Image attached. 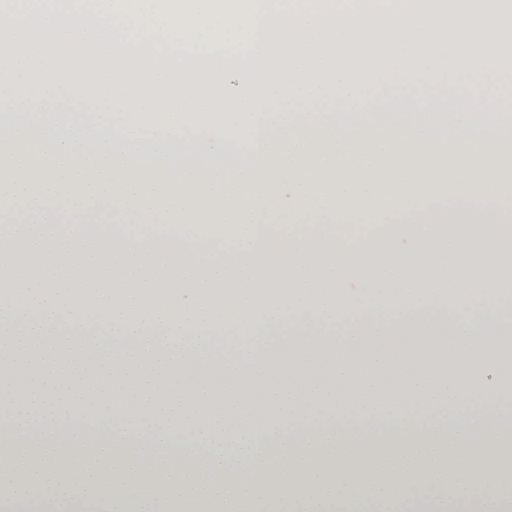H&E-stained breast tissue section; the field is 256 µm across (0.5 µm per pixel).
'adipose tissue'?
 <instances>
[{
	"instance_id": "adipose-tissue-1",
	"label": "adipose tissue",
	"mask_w": 512,
	"mask_h": 512,
	"mask_svg": "<svg viewBox=\"0 0 512 512\" xmlns=\"http://www.w3.org/2000/svg\"><path fill=\"white\" fill-rule=\"evenodd\" d=\"M0 56V506L114 475L118 512H281L472 487L512 463V95L478 79L265 80L31 36ZM149 99L131 111L126 78ZM182 88L171 101L165 88ZM438 102L409 111V101ZM154 224L123 223L120 195ZM152 234L142 255L132 238ZM105 264L113 287L87 276ZM153 267L144 280L140 265ZM258 267L240 288L239 271ZM190 279L170 294L166 280ZM300 379L270 393L256 373ZM269 467L255 478L251 457Z\"/></svg>"
}]
</instances>
